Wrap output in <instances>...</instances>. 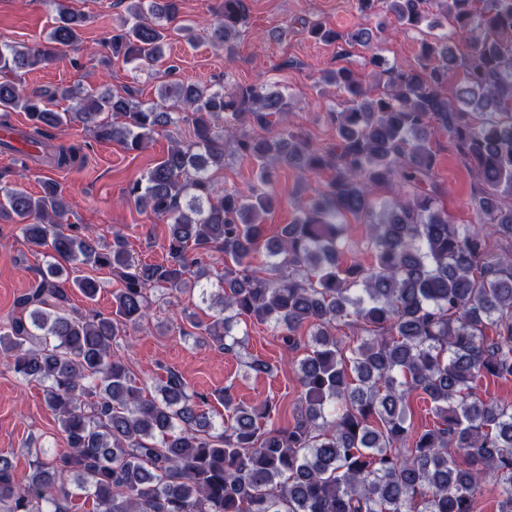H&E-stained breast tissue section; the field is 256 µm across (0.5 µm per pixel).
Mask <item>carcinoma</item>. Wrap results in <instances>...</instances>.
Here are the masks:
<instances>
[{"label":"carcinoma","mask_w":512,"mask_h":512,"mask_svg":"<svg viewBox=\"0 0 512 512\" xmlns=\"http://www.w3.org/2000/svg\"><path fill=\"white\" fill-rule=\"evenodd\" d=\"M45 3L54 14L45 42L0 44V112L26 113L24 142L63 168L83 161L82 147L52 144L48 127L80 122L139 151L183 118L193 139L174 143L127 190L168 225L163 263L134 258L120 233L105 248L64 223L67 204L51 181L37 196L0 187V224L19 225L32 254L50 259L17 299L19 316L0 327V361L41 384L67 444L51 458L27 449L35 460L24 485L0 455V512H72L77 498L93 512H477L487 480L499 487V512H512V404L485 402L474 386L481 376L512 378V0H356L363 15L383 8L376 29L358 28L348 42L369 53L372 75L385 83L371 95L346 67L321 77L348 95L329 113L336 143L327 148L294 130L250 133L292 111L291 95L264 82L228 89L162 80L152 103L131 88L109 96L25 88L10 75L57 60L81 42L87 22L69 0ZM248 13V0H220L210 43L231 52ZM176 21L194 43L180 0H128L106 46L150 70ZM396 25L426 34L415 66L374 49V32ZM308 32L341 39L320 23ZM456 73L460 81L448 84ZM58 101L71 106L51 110ZM105 112L123 122L100 118ZM441 134L478 180L473 225L455 223L439 203L432 142ZM227 135L257 168L247 193L216 185ZM282 167L331 176L304 186L299 214L267 238ZM382 189L390 198L379 199ZM350 217L368 226L369 267L341 260L351 249ZM490 239L509 249L490 252ZM260 251L273 280L252 264ZM214 252L224 254L219 309L207 321L185 315L200 336L240 349L233 330L250 318L270 324L293 351L298 330L313 328L298 362L303 399L288 427L274 425L269 406L249 412L222 390L215 398L231 416L217 425L203 410L208 395L172 370L149 399L113 349L126 327L149 322L152 299L198 285ZM81 267L107 269L121 282L110 315L70 304L72 287L89 302L101 289L91 275L72 276ZM348 319L360 335L347 342L337 330ZM488 326L497 336H486ZM415 392L435 417L416 434Z\"/></svg>","instance_id":"carcinoma-1"}]
</instances>
